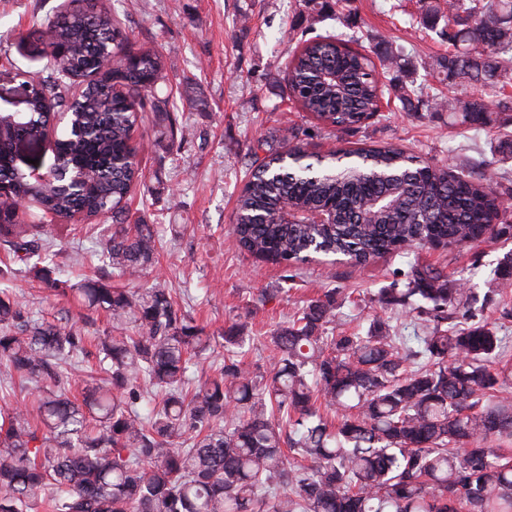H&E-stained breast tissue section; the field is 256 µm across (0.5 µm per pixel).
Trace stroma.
I'll return each mask as SVG.
<instances>
[{"label": "stroma", "instance_id": "35a3bbf8", "mask_svg": "<svg viewBox=\"0 0 512 512\" xmlns=\"http://www.w3.org/2000/svg\"><path fill=\"white\" fill-rule=\"evenodd\" d=\"M71 0H0V110L25 111L20 72L36 73L39 65L21 57L17 32L32 30ZM111 7L131 42L162 52L172 63L165 87L179 120L192 138L158 162L147 142L148 121L138 125L136 139L143 189L135 190L129 207L147 223L163 215L159 228L158 262L152 275L166 281L175 299L208 332L233 323L246 324L255 338L245 363L254 374L269 369L267 337L300 305L336 288L345 298L336 330L352 334L367 318L379 314L370 297L402 279L408 257L387 255L355 268L327 261L275 265L241 252L233 235L238 194L246 180L253 138H284L294 126H308V151L393 144L437 165L474 171L493 179L503 194L506 233L486 237L476 246L426 247L421 262L459 272L471 262L480 268L474 282L483 286L503 254L512 250V163L502 164L493 145L512 138V121L493 128L461 126L447 111L404 112L385 96L382 112L353 132L320 127L318 120L296 105L281 101L277 65L294 49L307 25L301 0H111ZM346 36L380 34L428 60L447 54L448 46L413 27L415 0H352ZM95 236L76 222L59 240L60 259L72 280L97 272L92 253ZM13 262L0 250V288L10 289L36 316L54 320L61 306L13 274Z\"/></svg>", "mask_w": 512, "mask_h": 512}]
</instances>
